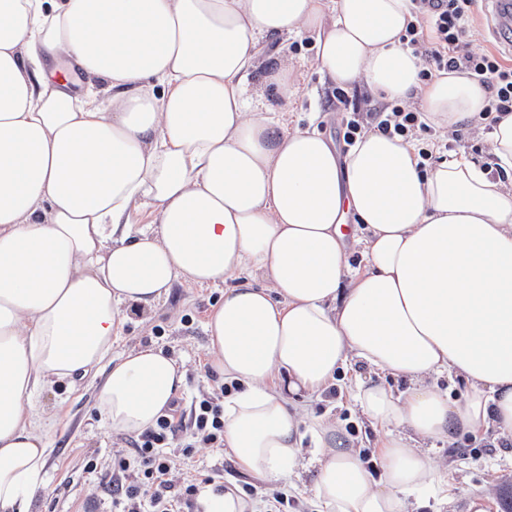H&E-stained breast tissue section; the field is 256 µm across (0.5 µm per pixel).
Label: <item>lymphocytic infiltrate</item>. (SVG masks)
Masks as SVG:
<instances>
[{"label": "lymphocytic infiltrate", "mask_w": 512, "mask_h": 512, "mask_svg": "<svg viewBox=\"0 0 512 512\" xmlns=\"http://www.w3.org/2000/svg\"><path fill=\"white\" fill-rule=\"evenodd\" d=\"M414 19L406 26L405 40L413 53L424 59L423 79L436 73L465 71L485 84L490 92L483 121L492 125L496 112H512V63L502 54L476 51L465 34L479 0H412ZM379 131L405 138L427 131L420 112L395 102H384L369 114ZM217 393L193 401L189 412L174 411L158 417L153 428L133 441L128 453L112 461L111 470L98 473L96 463L87 471L99 483L118 491L112 499L117 512H192L199 493L195 480L176 478L178 457H191L199 448L224 445V396ZM179 442L181 453L168 447Z\"/></svg>", "instance_id": "obj_1"}]
</instances>
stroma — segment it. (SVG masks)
Instances as JSON below:
<instances>
[{
	"label": "stroma",
	"instance_id": "35a3bbf8",
	"mask_svg": "<svg viewBox=\"0 0 512 512\" xmlns=\"http://www.w3.org/2000/svg\"><path fill=\"white\" fill-rule=\"evenodd\" d=\"M313 39L292 40L288 56L293 63L292 79L297 95L288 101L265 94L262 106L270 108L275 119L285 128L306 126L309 112H316V124L330 136L339 151H346L344 140L350 109L366 113L380 102L366 87L347 90L348 110L337 109L335 89L321 81L312 66ZM415 143L421 151L462 152L474 160L492 165L493 156L487 129L480 124L461 127L458 135L432 129L417 133ZM223 286L196 287L178 283L155 308L146 315L133 317L122 336L112 343L113 356H121L137 344H155L182 364L186 381L177 401L181 411H188L192 399L217 390L220 381L208 360L209 338L205 321L211 306L222 299ZM388 383L395 391H403V380L373 372L362 363L351 364L345 375L315 395L311 402L314 415L336 421L344 441L368 450L374 471H381L382 460L377 450L380 430L373 428L352 398L355 379ZM98 383L87 379L72 387H57L39 393L35 405L56 423L47 432L55 453L47 466L44 485L39 488L29 512H82L87 500L100 499L111 504L110 491L95 487L85 467L96 462L99 468L111 467L112 458L130 450L131 435L108 431L98 416L95 399ZM434 455L445 470L448 482V504L440 506L436 495H428L420 512H464L467 498L489 496V512H512V442L495 428L478 435L455 437L452 442L438 444ZM188 469L207 473L214 467L224 470L228 482H256L262 491L275 489V482L242 472L234 457L219 448L198 449L187 463Z\"/></svg>",
	"mask_w": 512,
	"mask_h": 512
}]
</instances>
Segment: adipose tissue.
Here are the masks:
<instances>
[{"mask_svg":"<svg viewBox=\"0 0 512 512\" xmlns=\"http://www.w3.org/2000/svg\"><path fill=\"white\" fill-rule=\"evenodd\" d=\"M410 19L411 0H0V512H27L53 453L34 397L96 375L179 279L236 281L206 322L212 369L241 385L224 399L225 449L280 481L311 439L323 512H407L443 488L436 442L512 436V112L492 125L494 169L446 152L424 171L412 141L371 128L341 154L247 94L257 71L293 98L273 41L310 35L334 85L420 96L442 131L481 119L489 91L467 73L422 82ZM352 360L407 383L353 390L385 431L376 477L307 413ZM110 363L98 413L143 433L184 374L151 344Z\"/></svg>","mask_w":512,"mask_h":512,"instance_id":"adipose-tissue-1","label":"adipose tissue"}]
</instances>
